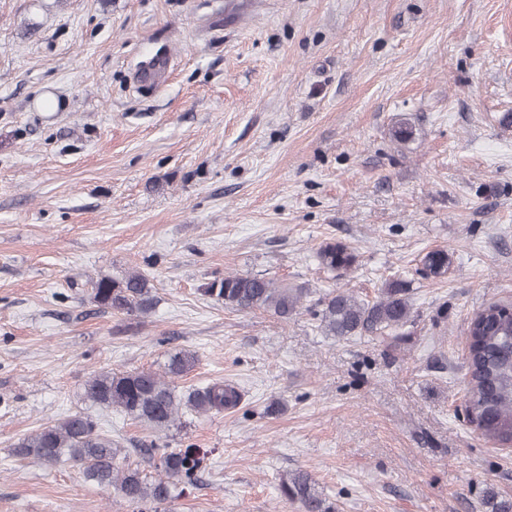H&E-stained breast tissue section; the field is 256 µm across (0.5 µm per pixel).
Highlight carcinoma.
Instances as JSON below:
<instances>
[{
  "label": "carcinoma",
  "mask_w": 512,
  "mask_h": 512,
  "mask_svg": "<svg viewBox=\"0 0 512 512\" xmlns=\"http://www.w3.org/2000/svg\"><path fill=\"white\" fill-rule=\"evenodd\" d=\"M322 268L342 277L356 264L353 248L341 242H327L318 253ZM450 267L448 250L438 248L421 259L426 277H441ZM203 293L224 306L247 312L264 309L286 319L296 311L303 289L280 286L257 275L228 273L206 284ZM92 298L115 314H150L156 306L154 287L141 274L121 279L102 276L93 282ZM413 305L409 288L398 279L385 282L373 301L338 291L321 303L318 312L327 336L345 339L363 334L387 336L392 342L405 340L394 332L412 322ZM508 306L493 303L478 311L468 327L467 409L480 423L487 440L498 444L512 436V314ZM195 356L184 349L167 354L164 370H103L93 374L84 386V399L100 413L117 410L125 416L160 430L171 426L184 409L198 414H221L241 404L242 393L229 382L213 383L181 393L174 379L188 373ZM158 454L157 473L149 476L138 466H120L121 449L87 412H76L27 433L12 445V453L46 467L74 463L85 478L101 488H113L128 502L158 508L175 497L181 485H194L201 478L204 457L196 448H146ZM285 498L297 500L304 512H335V507L314 489L310 475L298 470L281 480ZM486 512H512V500L494 492L488 494Z\"/></svg>",
  "instance_id": "1"
}]
</instances>
